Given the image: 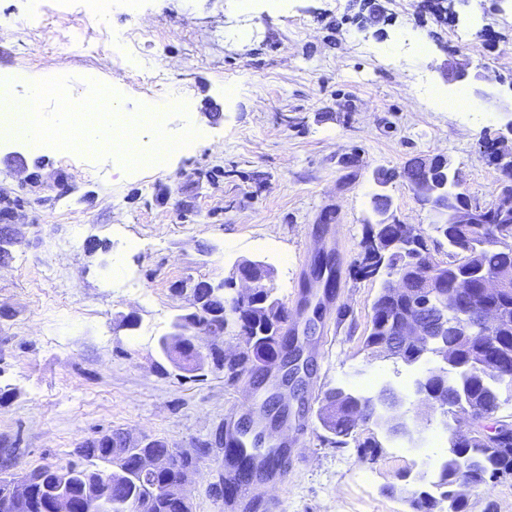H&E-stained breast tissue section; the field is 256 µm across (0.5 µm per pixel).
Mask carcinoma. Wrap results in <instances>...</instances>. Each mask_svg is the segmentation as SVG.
Wrapping results in <instances>:
<instances>
[{"instance_id":"1","label":"carcinoma","mask_w":512,"mask_h":512,"mask_svg":"<svg viewBox=\"0 0 512 512\" xmlns=\"http://www.w3.org/2000/svg\"><path fill=\"white\" fill-rule=\"evenodd\" d=\"M381 175L386 182L396 177L420 182L427 179L417 169H404L398 173L383 169ZM430 229L448 242V260L442 262L446 266L443 270L445 286L432 288L424 294L430 312L448 306L445 293L457 273L467 271L478 278L512 264V250L498 247L499 237H512V223L501 224L493 216L487 223L477 225L469 234L458 224L436 223L430 225ZM378 234L391 244V249L383 262L372 254L369 246H364L359 272L365 278L373 277L381 269L390 272L399 261L410 267L426 253L425 231L421 227L411 224H380ZM497 302L503 308L504 319L494 336H487L480 330L465 333L455 331L453 325L458 322V316L452 311L448 312V336L443 341L454 355V366L451 367L453 374L443 373L433 365L415 381V387L425 386L435 392L447 404L448 415L452 417L472 410L497 417L502 390L512 393V288L504 291ZM224 303V295L200 288L195 300L189 303L191 311L177 318L173 326L187 330L216 327L218 323L215 313L224 309ZM403 307L404 304L391 294L388 280L382 279L372 304L366 347L371 349L396 336ZM287 321L286 306L277 297L263 292L251 301V308L241 324V330L247 336L246 343L234 357H228L217 350L205 357L193 348L188 336H162L159 347L176 368L184 371L200 370L207 360L214 367L222 362L224 375L234 381L253 374L274 360L282 346V332ZM482 354L496 356L498 366L485 367L480 359ZM359 412L361 409L355 402L331 387L324 392L319 420L323 429L332 435L334 443L344 445L360 425L356 418ZM141 452L167 455L169 466L143 476L137 467V456ZM80 454L82 462L72 463L63 469L50 465L32 469V488L37 499H42L45 489L66 475L74 494V512H91L92 506L84 496L85 487L94 485L100 476V468L112 461L115 470L112 471L111 512H136L138 507L142 512H184L183 502L169 498L163 488L182 471L196 467V459L188 455L171 454L166 441L153 439L140 447H132L122 433L112 432L84 445ZM455 454L464 455L471 461L473 470L470 482L476 488L512 476L511 441L491 453L481 447L478 441H450L447 450L437 461L436 480L432 482V486L440 490L439 498L427 505L415 490L407 487L396 488L390 495L401 497L411 512H448L450 507L454 508V512H466L468 503L457 504L451 500L456 474L452 456Z\"/></svg>"}]
</instances>
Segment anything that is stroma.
I'll return each mask as SVG.
<instances>
[{
  "label": "stroma",
  "mask_w": 512,
  "mask_h": 512,
  "mask_svg": "<svg viewBox=\"0 0 512 512\" xmlns=\"http://www.w3.org/2000/svg\"><path fill=\"white\" fill-rule=\"evenodd\" d=\"M233 2L140 0L134 16L118 9L105 24L76 4L0 0V75H65L81 97L93 72L130 110L159 99L156 83L175 85L192 110L168 116L167 132L204 131L161 165L126 174L88 151L31 158L0 142V225L14 238L0 262V449L23 470L77 462L78 448L112 431L192 455L205 446L187 492L194 512H224L215 433L254 379L231 382L208 364L186 372L163 357L158 340L187 305L175 287L219 284L253 259L273 269L289 305L325 252L336 280L316 335L303 338L305 320H294L313 360L308 381L320 394L392 385L414 439L383 441L372 458L359 444L374 424L339 447L320 402L293 401L290 419L306 423L301 457L274 493L283 512H408L382 489L432 469L448 431L414 392L422 365L365 346L380 288L358 273L375 220L372 174L441 154L473 199L492 201L500 172L485 141L512 107V0H452L447 11L437 0H377L372 26L363 0H254L249 11ZM411 30L425 33L429 62L417 60ZM453 53L487 77L469 112L431 98L461 89L442 74ZM389 193L395 221L434 222L405 181Z\"/></svg>",
  "instance_id": "1"
}]
</instances>
